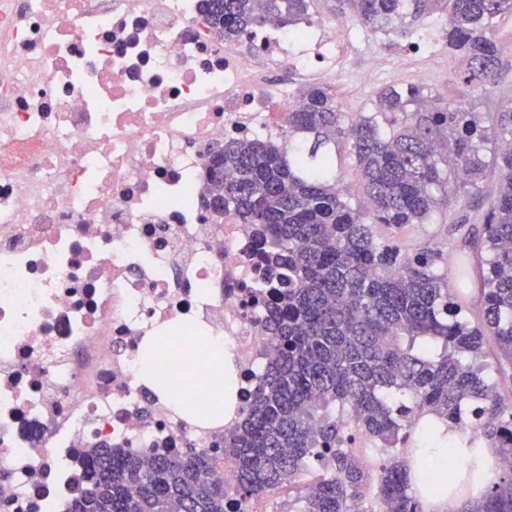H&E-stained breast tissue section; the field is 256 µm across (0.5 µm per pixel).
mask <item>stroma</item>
<instances>
[{"mask_svg": "<svg viewBox=\"0 0 512 512\" xmlns=\"http://www.w3.org/2000/svg\"><path fill=\"white\" fill-rule=\"evenodd\" d=\"M445 25V18L434 14L415 23L410 34L405 36L358 26L356 34L343 43L340 80L332 81L320 76L316 82L330 88L337 105L351 121L369 110L380 91L392 87L415 86L451 101L463 98L478 112L494 113L511 104L512 14L500 17L494 28L502 65L494 83L485 89H466L456 80L455 75L462 70L463 64L449 52L443 41ZM424 37L434 43L433 55L427 56L410 50V42ZM374 58L383 60V68L373 81H362L361 71ZM487 208V203L476 202L457 208L452 215L434 214L430 223L415 224L400 233L380 224L376 227V233L383 239L402 242L407 250L429 245L452 259L465 250L463 234L453 223L454 216H467L469 229L478 233L482 230L483 215Z\"/></svg>", "mask_w": 512, "mask_h": 512, "instance_id": "1", "label": "stroma"}]
</instances>
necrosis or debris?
Listing matches in <instances>:
<instances>
[{"instance_id":"necrosis-or-debris-1","label":"necrosis or debris","mask_w":512,"mask_h":512,"mask_svg":"<svg viewBox=\"0 0 512 512\" xmlns=\"http://www.w3.org/2000/svg\"><path fill=\"white\" fill-rule=\"evenodd\" d=\"M348 23L269 21L229 44L200 0H0V512H69L85 449L221 447L236 419L176 415L168 378L224 339L238 404L267 362L249 224L201 201L209 150L287 148L276 71L333 66Z\"/></svg>"}]
</instances>
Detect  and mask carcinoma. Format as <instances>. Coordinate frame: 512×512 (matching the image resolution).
<instances>
[{"label":"carcinoma","instance_id":"carcinoma-1","mask_svg":"<svg viewBox=\"0 0 512 512\" xmlns=\"http://www.w3.org/2000/svg\"><path fill=\"white\" fill-rule=\"evenodd\" d=\"M314 0H202L203 22L230 41L274 15L291 26ZM362 25L408 34L432 12L447 17L443 39L466 61V87H485L499 69L492 37L512 0H336ZM293 150L263 139L224 146L207 172L203 204L255 225L271 283L266 331L273 358L224 434L230 486L211 477L217 457L195 448L149 462L112 448H89L74 480L70 512H236L288 487V512H421L417 488L454 497L482 479L480 448L498 449L500 470L481 500L460 512H512V395L501 394L484 363L494 344L512 366V106L475 112L416 87L381 91L371 112L346 119L330 89H303L287 113ZM493 145L498 171L477 241L482 313L465 317L466 270L448 288V258L381 241L375 225L424 224L434 212L481 193ZM356 169L365 206H352L339 182L344 157ZM447 428L448 455L438 481L407 455ZM468 424L472 432H458Z\"/></svg>","mask_w":512,"mask_h":512}]
</instances>
